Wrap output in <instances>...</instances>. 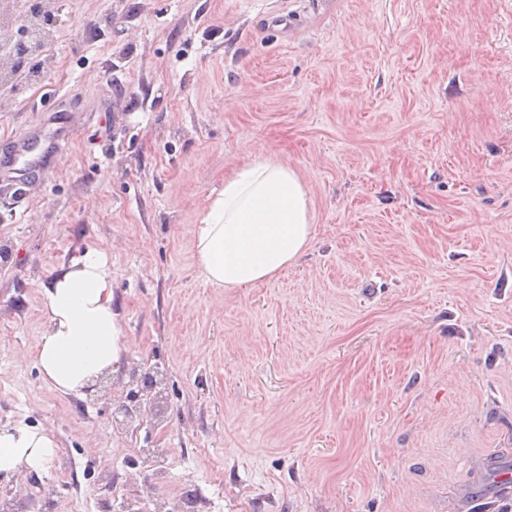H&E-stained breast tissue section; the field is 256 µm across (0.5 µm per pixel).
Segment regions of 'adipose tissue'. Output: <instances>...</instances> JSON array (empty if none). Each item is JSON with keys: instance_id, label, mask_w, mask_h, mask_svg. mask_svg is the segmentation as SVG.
Segmentation results:
<instances>
[{"instance_id": "obj_1", "label": "adipose tissue", "mask_w": 512, "mask_h": 512, "mask_svg": "<svg viewBox=\"0 0 512 512\" xmlns=\"http://www.w3.org/2000/svg\"><path fill=\"white\" fill-rule=\"evenodd\" d=\"M312 203L297 172L260 161L236 170L194 227L195 257L207 281L245 288L295 264L313 236ZM47 313L34 358L45 380L64 394H81L120 360L112 269L89 245L42 288ZM57 445L47 430L0 427V473L47 470Z\"/></svg>"}]
</instances>
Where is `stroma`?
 <instances>
[{"instance_id": "1", "label": "stroma", "mask_w": 512, "mask_h": 512, "mask_svg": "<svg viewBox=\"0 0 512 512\" xmlns=\"http://www.w3.org/2000/svg\"><path fill=\"white\" fill-rule=\"evenodd\" d=\"M53 42L0 94V152L73 140L23 201L0 178V426L51 432L13 512H473L512 464V0H49ZM296 170L314 238L252 288L201 275L225 177ZM95 244L122 353L53 389L41 289ZM161 415L123 424L128 372ZM163 472L157 481L155 472Z\"/></svg>"}]
</instances>
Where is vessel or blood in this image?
Here are the masks:
<instances>
[{
	"mask_svg": "<svg viewBox=\"0 0 512 512\" xmlns=\"http://www.w3.org/2000/svg\"><path fill=\"white\" fill-rule=\"evenodd\" d=\"M70 145V135L64 131L29 128L15 135L8 152L0 153V170L14 173L13 184L18 194L39 179L42 172L56 163Z\"/></svg>",
	"mask_w": 512,
	"mask_h": 512,
	"instance_id": "vessel-or-blood-1",
	"label": "vessel or blood"
}]
</instances>
